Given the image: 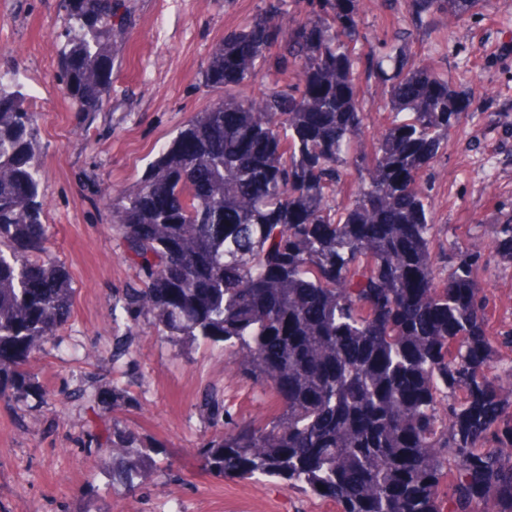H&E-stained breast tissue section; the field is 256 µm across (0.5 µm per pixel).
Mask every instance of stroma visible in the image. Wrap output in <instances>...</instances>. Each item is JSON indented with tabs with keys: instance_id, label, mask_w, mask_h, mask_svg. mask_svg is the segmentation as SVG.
I'll return each mask as SVG.
<instances>
[{
	"instance_id": "obj_1",
	"label": "stroma",
	"mask_w": 512,
	"mask_h": 512,
	"mask_svg": "<svg viewBox=\"0 0 512 512\" xmlns=\"http://www.w3.org/2000/svg\"><path fill=\"white\" fill-rule=\"evenodd\" d=\"M269 0H124L112 53V86L94 121L73 111L58 86L61 0H0V71L10 73L39 115L40 199L48 246L75 288L66 346L32 370L54 391L82 372L133 378L137 406L124 421L162 441L159 459L173 476H147L136 493L112 481V459L80 464L77 438L86 417L49 411L14 423L0 401V512H337L268 479L208 474L199 444L211 429L196 410L204 389H224L234 419H258L270 402L259 388L225 373L219 344L175 348L146 329L132 359L107 361L112 296L133 276L99 192L142 177L159 149L207 105L224 98L202 73L210 52L242 29ZM358 47L404 36L418 60L448 76L467 104L434 165L435 209L442 239L488 244L493 225L512 217V0H480L456 26L419 27L405 0H365ZM483 286L497 303L494 329L512 328V261L486 252Z\"/></svg>"
}]
</instances>
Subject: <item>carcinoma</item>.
<instances>
[{
	"mask_svg": "<svg viewBox=\"0 0 512 512\" xmlns=\"http://www.w3.org/2000/svg\"><path fill=\"white\" fill-rule=\"evenodd\" d=\"M356 2L305 0L284 26L273 0L224 37L206 85L254 84L273 48L277 79L195 113L140 179L103 194L134 270L112 304L125 332L111 357L147 324L174 347L223 344L235 375L270 395L261 420L227 427L224 393L201 394L213 432L200 452L217 476L280 480L340 512H480L489 499L512 512V453L488 448H512V401L487 376L506 364L512 383V330L490 327L482 252L436 245L427 179L464 101L405 40L362 57ZM476 3L407 8L432 24ZM63 7L60 89L93 120L112 84L113 0ZM364 61L386 100L376 121L358 97ZM38 120L1 73L0 399L20 421L50 406L30 364L73 314L68 270L47 255ZM489 247L512 259V221ZM59 404L96 417L81 450L112 456L129 491L141 472L168 475L163 443L117 416L136 404L130 385L92 373Z\"/></svg>",
	"mask_w": 512,
	"mask_h": 512,
	"instance_id": "1",
	"label": "carcinoma"
}]
</instances>
